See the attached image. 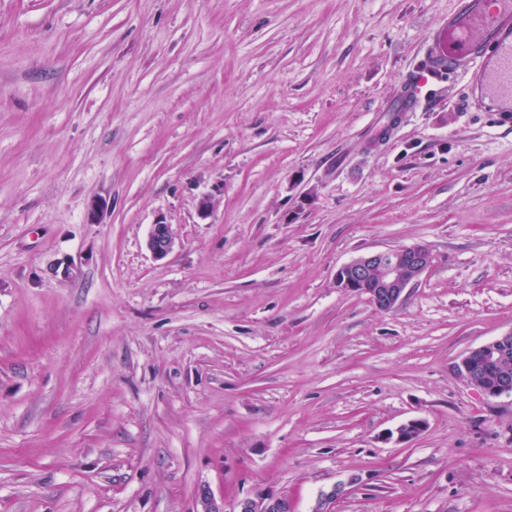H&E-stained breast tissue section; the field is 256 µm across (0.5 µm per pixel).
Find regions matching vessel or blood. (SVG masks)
<instances>
[{
  "label": "vessel or blood",
  "instance_id": "vessel-or-blood-1",
  "mask_svg": "<svg viewBox=\"0 0 512 512\" xmlns=\"http://www.w3.org/2000/svg\"><path fill=\"white\" fill-rule=\"evenodd\" d=\"M423 59L424 69L398 85V111H417L428 78L442 75H481L482 95L512 101V0H454L428 34Z\"/></svg>",
  "mask_w": 512,
  "mask_h": 512
}]
</instances>
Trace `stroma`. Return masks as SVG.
<instances>
[{
    "mask_svg": "<svg viewBox=\"0 0 512 512\" xmlns=\"http://www.w3.org/2000/svg\"><path fill=\"white\" fill-rule=\"evenodd\" d=\"M451 5L0 0V512H512L455 368L512 330V108L387 123ZM416 244L393 310L337 286ZM148 247L157 258L166 256L172 250L173 239L168 224L161 221L152 224L148 237ZM234 512H292V504L285 497L267 495L239 500Z\"/></svg>",
    "mask_w": 512,
    "mask_h": 512,
    "instance_id": "35a3bbf8",
    "label": "stroma"
}]
</instances>
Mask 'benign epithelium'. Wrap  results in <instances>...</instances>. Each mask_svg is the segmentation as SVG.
<instances>
[{
  "mask_svg": "<svg viewBox=\"0 0 512 512\" xmlns=\"http://www.w3.org/2000/svg\"><path fill=\"white\" fill-rule=\"evenodd\" d=\"M148 247L158 258L166 256L173 248L169 225L158 221L151 225ZM433 263V256L423 245H411L393 250L376 251L363 255L343 265L336 273L337 286L349 292H363L381 311L395 308L405 289L417 281ZM512 340V330L469 350L456 365L464 380L478 368L491 367L501 357V350ZM483 394L497 398L512 395V378L506 374L498 377ZM427 428L423 419H412L396 428L395 441L407 443L420 436ZM198 512H224V502L217 501L207 489L197 501ZM233 512H293L292 504L285 497L267 495L244 498L238 501Z\"/></svg>",
  "mask_w": 512,
  "mask_h": 512,
  "instance_id": "benign-epithelium-1",
  "label": "benign epithelium"
}]
</instances>
